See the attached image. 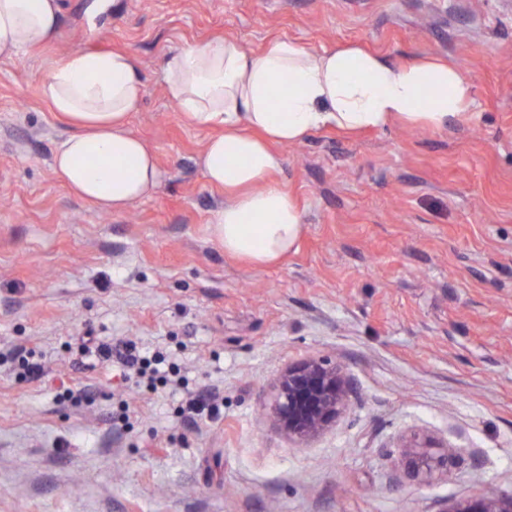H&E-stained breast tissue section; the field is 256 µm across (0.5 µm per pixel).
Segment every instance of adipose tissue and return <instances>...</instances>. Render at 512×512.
Instances as JSON below:
<instances>
[{
	"mask_svg": "<svg viewBox=\"0 0 512 512\" xmlns=\"http://www.w3.org/2000/svg\"><path fill=\"white\" fill-rule=\"evenodd\" d=\"M57 0H0V59L53 42ZM164 92L182 119L210 130L199 164L224 204L212 217L225 254L258 267L276 263L303 233L301 208L278 181L276 146L333 127L354 134L398 121L441 129L467 117L472 86L442 59L393 61L354 44L314 52L293 40L246 51L227 36L171 50L162 63ZM286 86L273 92L274 79ZM143 95L133 54L76 50L55 63L39 98L67 133L54 172L75 196L103 212L149 197L161 172L128 126Z\"/></svg>",
	"mask_w": 512,
	"mask_h": 512,
	"instance_id": "ef3b65f1",
	"label": "adipose tissue"
}]
</instances>
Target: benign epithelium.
<instances>
[{"label":"benign epithelium","instance_id":"1","mask_svg":"<svg viewBox=\"0 0 512 512\" xmlns=\"http://www.w3.org/2000/svg\"><path fill=\"white\" fill-rule=\"evenodd\" d=\"M352 386L328 357L309 358L286 368L273 387L268 414L288 438L302 443L324 431L350 405ZM441 512H512V493L490 491Z\"/></svg>","mask_w":512,"mask_h":512}]
</instances>
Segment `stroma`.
<instances>
[{
  "mask_svg": "<svg viewBox=\"0 0 512 512\" xmlns=\"http://www.w3.org/2000/svg\"><path fill=\"white\" fill-rule=\"evenodd\" d=\"M59 34L0 59V512H441L512 493V0H59ZM252 53L291 39L401 61L467 62L476 115L446 128H333L279 146L303 211L296 250L256 267L210 220L224 192L198 165L209 132L164 94L161 62L224 36ZM134 53L145 91L129 126L162 171L119 213L54 173L62 125L38 97L72 51ZM171 354L215 419L178 421L183 394L124 384L85 333ZM336 359L347 412L294 443L265 413L289 365ZM94 401L57 403L58 379ZM447 446V480L400 474Z\"/></svg>",
  "mask_w": 512,
  "mask_h": 512,
  "instance_id": "35a3bbf8",
  "label": "stroma"
}]
</instances>
